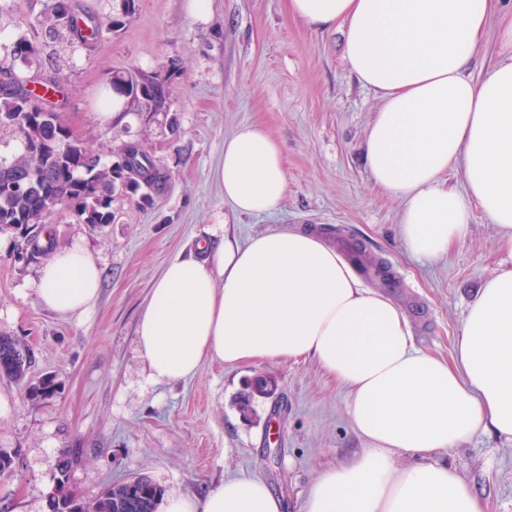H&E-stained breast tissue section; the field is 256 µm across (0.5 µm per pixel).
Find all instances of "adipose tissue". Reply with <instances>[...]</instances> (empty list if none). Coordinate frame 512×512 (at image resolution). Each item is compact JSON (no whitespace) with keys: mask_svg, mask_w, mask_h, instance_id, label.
I'll use <instances>...</instances> for the list:
<instances>
[{"mask_svg":"<svg viewBox=\"0 0 512 512\" xmlns=\"http://www.w3.org/2000/svg\"><path fill=\"white\" fill-rule=\"evenodd\" d=\"M496 0H288L320 30L342 26L344 57L381 100L363 158L378 188L402 202L411 254L445 256L478 205L508 264L484 281L450 358L415 347L407 319L362 288L341 254L301 230L248 241L205 228L199 254L171 258L140 312L137 336L150 379L196 376L204 359L230 365L314 359L350 390L362 446L323 470L304 512H481L473 487L436 454L479 432L512 441V26L504 60L481 79L475 51ZM461 165L463 190L441 183ZM242 215L276 212L287 191L283 149L262 128L224 141L215 171ZM102 269L81 244L53 250L31 283L61 316L96 302ZM417 457L400 466L398 451ZM164 512H281L260 480H224L201 495L174 494Z\"/></svg>","mask_w":512,"mask_h":512,"instance_id":"obj_1","label":"adipose tissue"}]
</instances>
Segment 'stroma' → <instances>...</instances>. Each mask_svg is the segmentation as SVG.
Returning a JSON list of instances; mask_svg holds the SVG:
<instances>
[{"mask_svg": "<svg viewBox=\"0 0 512 512\" xmlns=\"http://www.w3.org/2000/svg\"><path fill=\"white\" fill-rule=\"evenodd\" d=\"M43 7L44 0H0V58ZM511 19L512 0H502L476 49L474 77L503 59L500 29ZM15 67L61 78L64 94L54 105L102 163L136 142L165 184L147 200L116 185L108 224L51 216L55 247L81 242L103 270L99 297L82 315L37 304L29 283L40 259L24 255L21 230L0 232V335L28 349L27 382L50 377L57 385L33 407L22 385L0 380V449L15 455L13 471L0 476V512H46L65 462L70 490L86 501L134 473L169 496L249 477L281 498L283 512H304L319 473L362 446L348 388L311 359L241 366L207 359L190 380L151 381L136 328L165 265L195 251L198 234L219 223L243 240L309 230L344 256L358 244L396 277L392 287L368 278L363 286L404 313L417 348L446 358L470 303L500 268L493 224L475 205L469 234L447 257L429 261L404 249L402 202L373 184L363 162L380 100L351 72L341 30L290 16L286 0H210L204 22L187 13L185 0H134L122 26L102 30L91 47L43 38L38 60ZM117 70L160 74L164 111L132 108L105 122ZM244 125L263 127L285 148L288 192L275 213L235 214L214 178L225 139ZM257 376L274 379L277 390L255 398L246 419L237 402ZM435 460L473 486L483 512H512V441L480 432Z\"/></svg>", "mask_w": 512, "mask_h": 512, "instance_id": "stroma-1", "label": "stroma"}]
</instances>
